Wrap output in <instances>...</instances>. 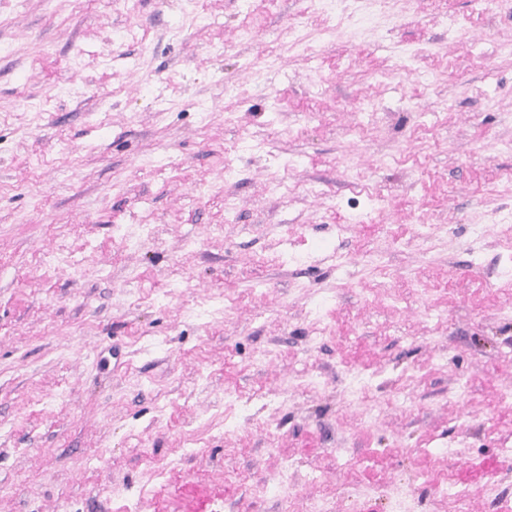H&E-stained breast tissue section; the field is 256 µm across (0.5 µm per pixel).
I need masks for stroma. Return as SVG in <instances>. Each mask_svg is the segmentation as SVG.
Instances as JSON below:
<instances>
[{"label":"stroma","instance_id":"obj_1","mask_svg":"<svg viewBox=\"0 0 512 512\" xmlns=\"http://www.w3.org/2000/svg\"><path fill=\"white\" fill-rule=\"evenodd\" d=\"M0 512H512V0H0Z\"/></svg>","mask_w":512,"mask_h":512}]
</instances>
